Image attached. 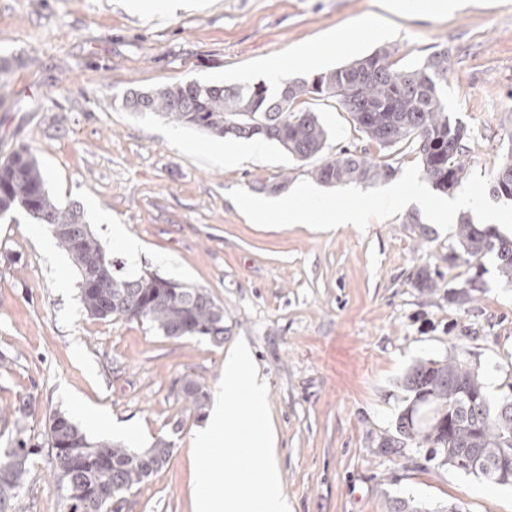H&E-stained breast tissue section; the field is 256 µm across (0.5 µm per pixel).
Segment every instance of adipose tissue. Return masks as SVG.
I'll list each match as a JSON object with an SVG mask.
<instances>
[{"label":"adipose tissue","mask_w":512,"mask_h":512,"mask_svg":"<svg viewBox=\"0 0 512 512\" xmlns=\"http://www.w3.org/2000/svg\"><path fill=\"white\" fill-rule=\"evenodd\" d=\"M413 202L423 203L431 219L438 224L451 220L459 209L479 205L477 196L469 195L458 199L429 200L423 195L420 184L409 182L392 187L387 195L376 202L374 208L393 210ZM238 207L251 219L264 222L270 219L280 224H310L317 222L324 229L332 230L345 224H363L374 208H337L324 201L313 199L312 191L305 186H297L288 193L275 198L243 197Z\"/></svg>","instance_id":"adipose-tissue-1"}]
</instances>
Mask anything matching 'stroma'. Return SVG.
Returning a JSON list of instances; mask_svg holds the SVG:
<instances>
[{"mask_svg": "<svg viewBox=\"0 0 512 512\" xmlns=\"http://www.w3.org/2000/svg\"><path fill=\"white\" fill-rule=\"evenodd\" d=\"M389 0H205L158 20L124 0H0V56L12 70L0 89V158L28 147L63 203H94L141 242L142 271L207 289L224 309V342L172 339L149 324L93 319L77 276L47 225L16 210L0 216V448L26 406L27 435L80 406L147 429L173 445L168 463L129 495L122 512H191L193 434L202 421L183 380L215 394L224 356L245 339L267 379L283 487L293 512H391L394 500L459 512H512V487L493 484L406 446L383 453L407 394L401 380L422 359L462 347L490 396L512 368V286L494 256L455 257L451 224L406 223L378 212L333 232L314 224H255L230 201L271 183H311L312 162L265 143L224 162L227 138L131 112L133 90L174 83L254 84L265 63L300 77L384 46L410 65L448 54V113L467 127V175L459 196L478 195L512 237V205L489 192L512 147V0L421 15ZM307 107L330 131L325 156L358 145L391 163L397 180L421 179L412 146L363 139L334 99ZM434 288L417 285L419 272ZM478 287L458 305L469 279ZM18 512H63L47 456H33Z\"/></svg>", "mask_w": 512, "mask_h": 512, "instance_id": "obj_1", "label": "stroma"}]
</instances>
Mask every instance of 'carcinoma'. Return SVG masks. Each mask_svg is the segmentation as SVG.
<instances>
[{
    "instance_id": "1",
    "label": "carcinoma",
    "mask_w": 512,
    "mask_h": 512,
    "mask_svg": "<svg viewBox=\"0 0 512 512\" xmlns=\"http://www.w3.org/2000/svg\"><path fill=\"white\" fill-rule=\"evenodd\" d=\"M396 50L382 47L352 63L282 81L275 91L264 83L248 86L186 82L149 92H133L125 106L133 112L159 113L171 122L217 137L250 140L261 137L294 159L308 161L323 152L329 132L315 113L304 108L309 99L332 98L350 116L354 129L384 149L409 143L418 154L422 174L436 189L449 192L465 179L463 155L467 128L451 121L443 95L448 85V54L438 51L404 67L393 61ZM311 175L327 185H375L389 181L396 169L356 145L321 161ZM512 183V148L498 162L493 181ZM23 210L40 224H73L83 230L55 236L79 277L80 301L87 316L147 322L162 335L180 339L202 336L224 342V308L204 288L144 273L137 278L118 274L105 246L75 204H62L46 187L36 156L22 147L0 159V214ZM463 255L495 256L501 277L512 283V237L482 228L468 216L456 225ZM408 404L396 421V436L385 449L411 444L429 449L431 457L501 486L512 477L499 474L498 462L512 457V374L505 373L501 392L492 399L479 368L465 352L453 350L443 359L422 360L403 377ZM479 390L472 400L469 390ZM182 392L196 416L205 415L208 394L198 382L182 383ZM15 436L0 448V512L19 497L30 472L36 446L26 436L22 417L15 418ZM48 464L64 491L66 512H121L119 503L157 473L172 455L161 438L152 448L135 451L120 442L90 440L63 412L49 418Z\"/></svg>"
}]
</instances>
